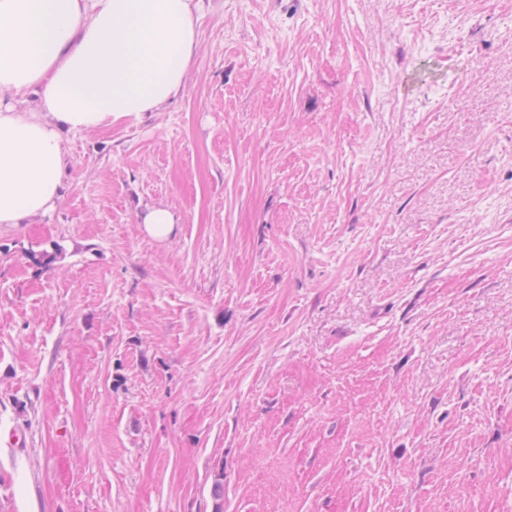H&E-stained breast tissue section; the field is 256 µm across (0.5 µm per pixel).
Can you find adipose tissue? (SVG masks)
<instances>
[{
	"label": "adipose tissue",
	"instance_id": "adipose-tissue-1",
	"mask_svg": "<svg viewBox=\"0 0 512 512\" xmlns=\"http://www.w3.org/2000/svg\"><path fill=\"white\" fill-rule=\"evenodd\" d=\"M204 0H0V225L61 196L63 131L157 112L184 87Z\"/></svg>",
	"mask_w": 512,
	"mask_h": 512
}]
</instances>
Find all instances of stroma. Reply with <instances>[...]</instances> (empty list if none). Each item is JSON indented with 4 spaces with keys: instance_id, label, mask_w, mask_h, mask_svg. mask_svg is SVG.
Segmentation results:
<instances>
[{
    "instance_id": "35a3bbf8",
    "label": "stroma",
    "mask_w": 512,
    "mask_h": 512,
    "mask_svg": "<svg viewBox=\"0 0 512 512\" xmlns=\"http://www.w3.org/2000/svg\"><path fill=\"white\" fill-rule=\"evenodd\" d=\"M196 28L0 226V512H512V0ZM142 224L152 238L165 239L172 233L176 217L167 207L154 205L145 211Z\"/></svg>"
}]
</instances>
